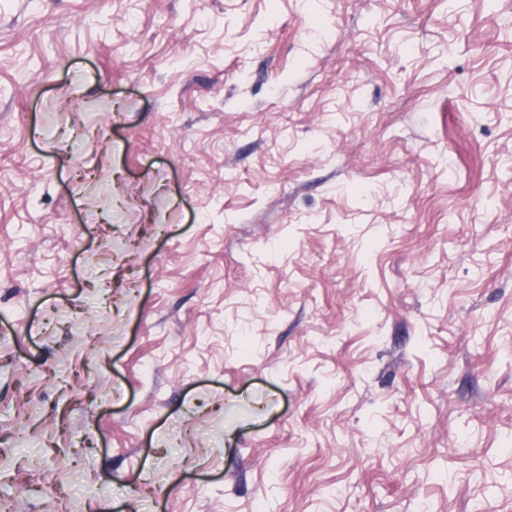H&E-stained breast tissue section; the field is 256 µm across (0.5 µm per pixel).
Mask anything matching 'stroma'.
Segmentation results:
<instances>
[{"label": "stroma", "instance_id": "35a3bbf8", "mask_svg": "<svg viewBox=\"0 0 512 512\" xmlns=\"http://www.w3.org/2000/svg\"><path fill=\"white\" fill-rule=\"evenodd\" d=\"M0 499L512 512V0H0Z\"/></svg>", "mask_w": 512, "mask_h": 512}]
</instances>
